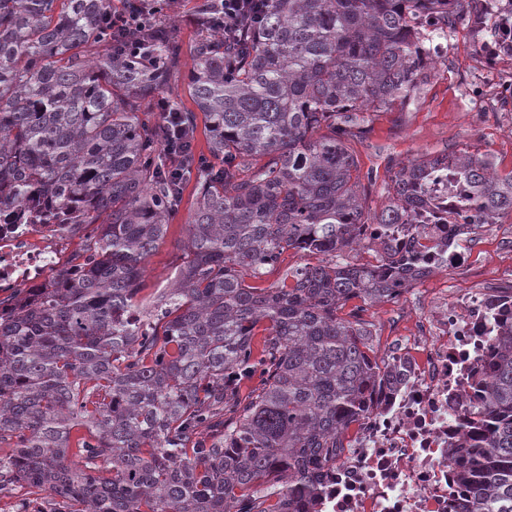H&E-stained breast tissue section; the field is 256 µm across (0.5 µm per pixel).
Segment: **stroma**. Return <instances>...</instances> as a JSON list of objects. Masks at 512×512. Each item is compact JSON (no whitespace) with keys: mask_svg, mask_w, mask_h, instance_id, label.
Segmentation results:
<instances>
[{"mask_svg":"<svg viewBox=\"0 0 512 512\" xmlns=\"http://www.w3.org/2000/svg\"><path fill=\"white\" fill-rule=\"evenodd\" d=\"M471 63L469 37L464 29H457L448 38L430 79L411 93L404 109L368 113L365 134L348 143L358 156L361 170L373 174L364 202L366 213L377 212L387 203L401 166L421 156L450 154L467 147L492 157L500 173L512 171V139L503 133L502 118L484 113L475 118L472 129L464 127L462 87ZM192 193V188H185L163 242L148 260L147 293L168 287L181 261Z\"/></svg>","mask_w":512,"mask_h":512,"instance_id":"stroma-1","label":"stroma"}]
</instances>
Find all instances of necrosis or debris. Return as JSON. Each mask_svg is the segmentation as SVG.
I'll return each instance as SVG.
<instances>
[{
	"mask_svg": "<svg viewBox=\"0 0 512 512\" xmlns=\"http://www.w3.org/2000/svg\"><path fill=\"white\" fill-rule=\"evenodd\" d=\"M466 30L477 61L471 98L483 112L512 108V0H464ZM452 188L418 210L417 223L448 249L429 250L431 278L470 260L472 225L446 223L457 209ZM70 234L37 215L11 223L0 215V294L43 287L71 251ZM500 288L453 283L428 291L398 289L394 302L407 315L403 335L384 353V377L364 400L335 463L317 489L315 512H459L465 491L453 457L470 444L465 422L484 405L478 374L496 336L512 328V256L498 259Z\"/></svg>",
	"mask_w": 512,
	"mask_h": 512,
	"instance_id": "1",
	"label": "necrosis or debris"
}]
</instances>
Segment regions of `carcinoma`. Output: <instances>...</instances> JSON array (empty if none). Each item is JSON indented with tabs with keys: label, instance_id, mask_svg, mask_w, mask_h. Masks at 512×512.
Instances as JSON below:
<instances>
[{
	"label": "carcinoma",
	"instance_id": "cac0c4a2",
	"mask_svg": "<svg viewBox=\"0 0 512 512\" xmlns=\"http://www.w3.org/2000/svg\"><path fill=\"white\" fill-rule=\"evenodd\" d=\"M114 0H0V210L81 224L76 264L0 301V495L17 512H309L324 465L383 379L372 323L421 274L412 213L447 179L480 228L512 213V172L460 149L403 166L375 213V262L345 258L366 223L365 114L430 78L425 43L462 13L425 0H268L237 38L203 30L190 61L157 22L112 47ZM151 59L143 65L142 57ZM220 168L195 174L178 276L150 305L147 258L180 199L166 167L180 72ZM416 234L396 247L391 226ZM307 262L264 288L287 249ZM262 331L261 351L254 337ZM479 435L460 462L461 512H512V332L479 376Z\"/></svg>",
	"mask_w": 512,
	"mask_h": 512
}]
</instances>
